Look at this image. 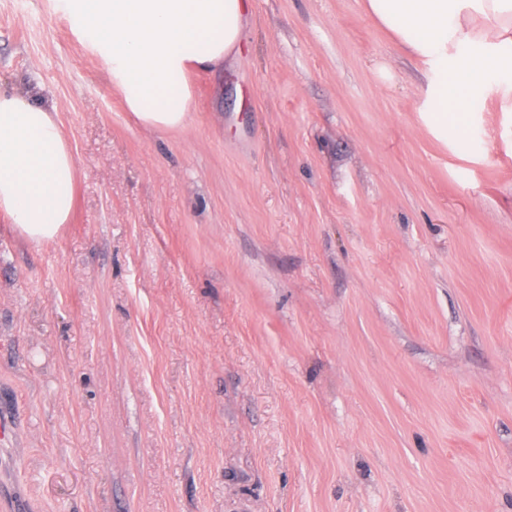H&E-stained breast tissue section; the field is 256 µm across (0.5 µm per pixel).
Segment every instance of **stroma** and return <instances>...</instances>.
<instances>
[{
	"mask_svg": "<svg viewBox=\"0 0 512 512\" xmlns=\"http://www.w3.org/2000/svg\"><path fill=\"white\" fill-rule=\"evenodd\" d=\"M180 130L52 0H0V90L78 172L0 217V499L26 512H512V91L469 153L364 0H252Z\"/></svg>",
	"mask_w": 512,
	"mask_h": 512,
	"instance_id": "35a3bbf8",
	"label": "stroma"
}]
</instances>
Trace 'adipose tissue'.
<instances>
[{"label": "adipose tissue", "mask_w": 512, "mask_h": 512, "mask_svg": "<svg viewBox=\"0 0 512 512\" xmlns=\"http://www.w3.org/2000/svg\"><path fill=\"white\" fill-rule=\"evenodd\" d=\"M73 35L105 65L128 112L154 130L189 119V71L241 51L247 0H55ZM428 76L423 112L440 135L489 79L512 83V0H366ZM77 169L55 113L0 91V215L27 243L70 223Z\"/></svg>", "instance_id": "adipose-tissue-1"}]
</instances>
